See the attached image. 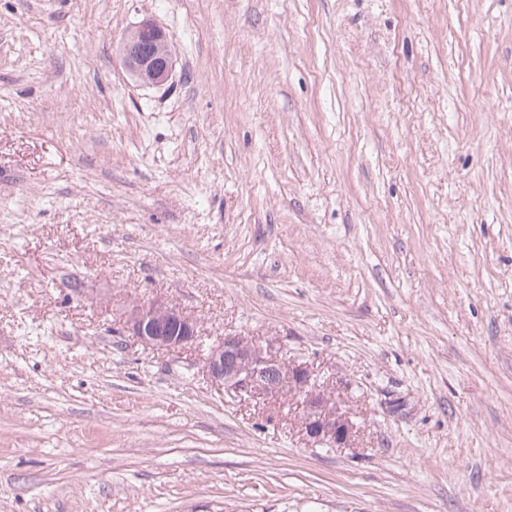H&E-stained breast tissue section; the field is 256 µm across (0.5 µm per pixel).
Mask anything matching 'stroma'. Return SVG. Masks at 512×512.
I'll list each match as a JSON object with an SVG mask.
<instances>
[{"label":"stroma","mask_w":512,"mask_h":512,"mask_svg":"<svg viewBox=\"0 0 512 512\" xmlns=\"http://www.w3.org/2000/svg\"><path fill=\"white\" fill-rule=\"evenodd\" d=\"M235 333L350 444L213 383ZM0 512H512V0H0ZM167 42L163 30L150 19L139 22L124 38V62L142 84L161 86L172 78V56L153 50ZM126 331L145 347L182 350L198 340L197 322L178 307L158 298L137 305L125 322ZM207 376L224 392L240 398H270L291 388L302 397L305 435L318 445H348L356 424L343 410L341 396H331L307 365L278 357L272 343L265 347L248 336L225 335L203 357Z\"/></svg>","instance_id":"35a3bbf8"}]
</instances>
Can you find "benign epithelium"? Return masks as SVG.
Returning a JSON list of instances; mask_svg holds the SVG:
<instances>
[{"mask_svg":"<svg viewBox=\"0 0 512 512\" xmlns=\"http://www.w3.org/2000/svg\"><path fill=\"white\" fill-rule=\"evenodd\" d=\"M166 44L165 33L150 19L139 22L124 38V62L142 84L161 86L172 78V56L154 51ZM125 328L154 350L187 349L198 340L197 322L158 298L136 306ZM203 369L225 393L235 397L270 398L288 387L293 389L302 397L305 435L315 444L345 446L357 430L343 410L342 397L326 393L308 366L278 357L271 343L263 346L247 336L228 334L208 349Z\"/></svg>","mask_w":512,"mask_h":512,"instance_id":"benign-epithelium-1","label":"benign epithelium"}]
</instances>
